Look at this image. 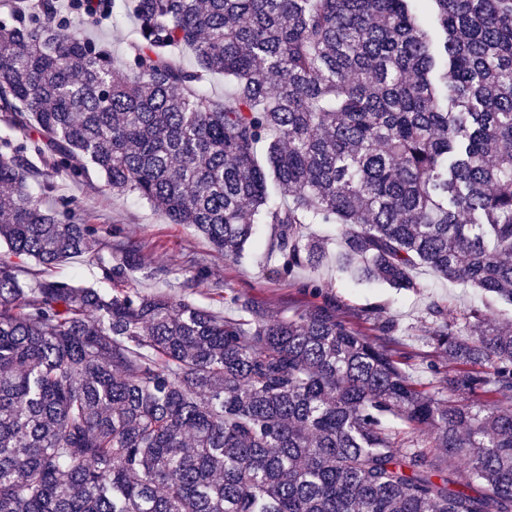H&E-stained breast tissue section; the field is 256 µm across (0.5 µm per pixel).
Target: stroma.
<instances>
[{"instance_id":"obj_1","label":"stroma","mask_w":512,"mask_h":512,"mask_svg":"<svg viewBox=\"0 0 512 512\" xmlns=\"http://www.w3.org/2000/svg\"><path fill=\"white\" fill-rule=\"evenodd\" d=\"M68 26L98 42L120 61L127 59L135 39V20L119 7L113 8L102 26L73 20ZM57 184L59 195L77 199L99 214L101 234L121 233L137 239L151 265L173 271L203 267L204 274L196 283L195 297L204 305H216L224 316H236L232 298L237 294L251 296L273 318L290 305L305 308L319 303V296L310 290L315 281L329 286L335 295L337 317L364 330L369 327L365 310L376 303L385 304L388 317L398 328L399 340L414 353V375L425 383L430 380L427 366L448 364L446 355L435 352L422 341L430 326L428 308L433 303H443L457 312L473 305L487 307L495 321L512 324L511 306H491L489 299L476 289L448 282L425 268L416 273L419 287L414 291H397L380 284L354 285L342 279L328 263L315 270L300 269L286 280L274 279L264 271L263 251L270 233L269 225H260L257 240L240 259L232 261L216 252L200 233L182 224L169 223L160 211L137 198L112 196L100 177L80 182L61 178Z\"/></svg>"}]
</instances>
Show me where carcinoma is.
Wrapping results in <instances>:
<instances>
[{"instance_id":"carcinoma-1","label":"carcinoma","mask_w":512,"mask_h":512,"mask_svg":"<svg viewBox=\"0 0 512 512\" xmlns=\"http://www.w3.org/2000/svg\"><path fill=\"white\" fill-rule=\"evenodd\" d=\"M1 6L23 140L0 145V512H512V333L487 311L428 309L456 404L415 387L381 307L372 338L332 303L236 297L228 319L200 270L144 294L132 271L170 270L46 205L97 173L228 260L271 225L279 278L325 262L308 225L335 224L353 282L415 290L425 267L512 304V0H129L124 63L53 0ZM78 256L114 289L49 274Z\"/></svg>"}]
</instances>
